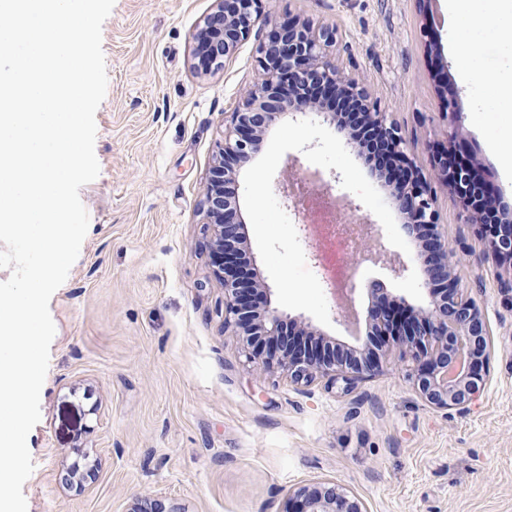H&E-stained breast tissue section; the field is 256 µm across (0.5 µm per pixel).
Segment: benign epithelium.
I'll return each instance as SVG.
<instances>
[{
    "mask_svg": "<svg viewBox=\"0 0 512 512\" xmlns=\"http://www.w3.org/2000/svg\"><path fill=\"white\" fill-rule=\"evenodd\" d=\"M261 20L260 0H217L194 36L200 61L208 66L228 59ZM336 33L314 30L299 19L271 23L259 46L262 75L231 113L224 146L215 155L201 209L212 226L209 246L224 283V330L241 337L250 358L266 371L279 370L295 384L322 377L345 385L379 370L372 348H342L305 338L311 325L292 322L300 339L288 341L283 320L272 306L270 288L255 280L245 266L244 221L236 190L242 168L259 151L265 136L286 115L317 116L332 122L346 145L358 140L340 112H320L319 102L354 97L365 106L359 117L378 134L377 155L386 191L409 236L428 237L420 264V285L426 301L411 305L390 297L379 285L367 288L364 319L370 335L384 342L398 340L415 362V392L436 410H464L486 385L489 329L482 309L465 297L439 224L432 184L444 186L466 210L468 223L484 228L485 254L512 273V224L486 231L484 211L496 208L494 186L464 146L457 143L460 113L456 93L440 82L441 98L451 130L430 170L407 154L399 128L370 103L369 91L326 60ZM288 512H367L361 500L334 482L298 488L288 497Z\"/></svg>",
    "mask_w": 512,
    "mask_h": 512,
    "instance_id": "obj_1",
    "label": "benign epithelium"
}]
</instances>
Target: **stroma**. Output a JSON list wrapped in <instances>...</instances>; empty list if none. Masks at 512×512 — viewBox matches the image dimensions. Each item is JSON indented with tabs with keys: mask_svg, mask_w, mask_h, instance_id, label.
Returning <instances> with one entry per match:
<instances>
[{
	"mask_svg": "<svg viewBox=\"0 0 512 512\" xmlns=\"http://www.w3.org/2000/svg\"><path fill=\"white\" fill-rule=\"evenodd\" d=\"M214 7L115 0L103 23L100 173L79 192L88 231L49 303L56 332L27 437V512H129L148 497L167 512H285L289 491L321 480L368 512H512V277L497 276L445 188L437 208L448 248L489 328L488 381L469 409L426 406L409 382L411 359L389 343L380 371L343 394L323 378L295 385L260 371L225 332L200 202L230 114L261 73L268 28L256 24L225 63L202 69L194 35ZM261 10L334 29L330 63L369 90L424 168L448 136L434 79L445 67L459 137L512 206V112L479 108L512 94L492 30L462 28L448 0H262ZM427 25L441 57L425 47ZM475 38L478 57L466 50ZM472 71L483 81H468ZM348 202L368 233L339 253L335 227L311 225L308 268L319 283L350 287L360 309L375 279L420 304L414 255L388 242L356 196ZM399 263L407 277L390 275ZM76 466L82 482L66 484Z\"/></svg>",
	"mask_w": 512,
	"mask_h": 512,
	"instance_id": "35a3bbf8",
	"label": "stroma"
}]
</instances>
